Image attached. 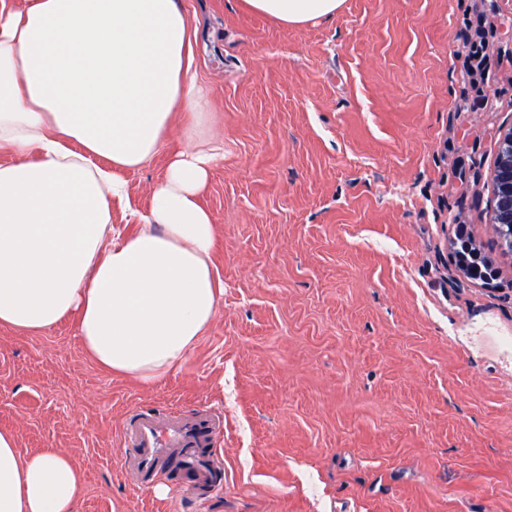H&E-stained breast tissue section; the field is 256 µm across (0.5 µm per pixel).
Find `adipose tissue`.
Listing matches in <instances>:
<instances>
[{"label":"adipose tissue","instance_id":"1","mask_svg":"<svg viewBox=\"0 0 512 512\" xmlns=\"http://www.w3.org/2000/svg\"><path fill=\"white\" fill-rule=\"evenodd\" d=\"M299 25L343 0H246ZM176 0H0V326L70 322L110 375L149 385L193 349L224 293L201 201L224 157L198 143L207 92ZM187 111L189 122L175 130ZM179 132L145 223L112 225L122 172ZM80 472L56 448L23 455L0 431V512H79Z\"/></svg>","mask_w":512,"mask_h":512}]
</instances>
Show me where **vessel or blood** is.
<instances>
[{
  "label": "vessel or blood",
  "instance_id": "vessel-or-blood-1",
  "mask_svg": "<svg viewBox=\"0 0 512 512\" xmlns=\"http://www.w3.org/2000/svg\"><path fill=\"white\" fill-rule=\"evenodd\" d=\"M223 428L222 416L203 406L135 410L123 431L122 469L143 488L167 477L186 492L216 494L224 488L215 463V436Z\"/></svg>",
  "mask_w": 512,
  "mask_h": 512
}]
</instances>
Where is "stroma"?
Here are the masks:
<instances>
[{
  "label": "stroma",
  "mask_w": 512,
  "mask_h": 512,
  "mask_svg": "<svg viewBox=\"0 0 512 512\" xmlns=\"http://www.w3.org/2000/svg\"><path fill=\"white\" fill-rule=\"evenodd\" d=\"M177 2L224 140L216 315L152 385L103 373L72 324L0 328V430L69 455L82 512H512V0H344L299 26ZM170 153L125 173L114 225ZM198 405L224 416L223 493L127 480V416ZM494 223L512 232V131L504 137L501 155L494 173Z\"/></svg>",
  "instance_id": "35a3bbf8"
}]
</instances>
